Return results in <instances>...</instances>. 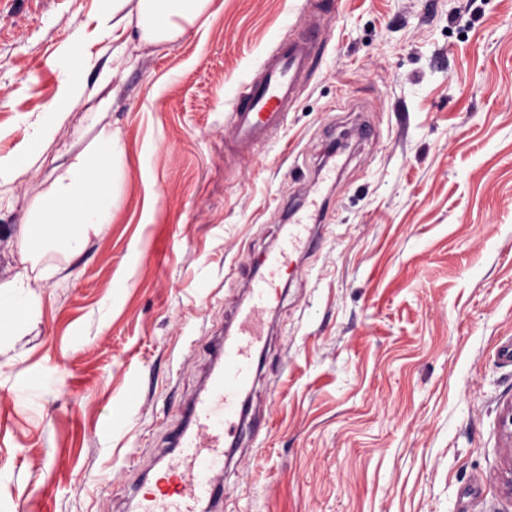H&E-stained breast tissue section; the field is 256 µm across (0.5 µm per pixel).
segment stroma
Here are the masks:
<instances>
[{"instance_id":"35a3bbf8","label":"stroma","mask_w":512,"mask_h":512,"mask_svg":"<svg viewBox=\"0 0 512 512\" xmlns=\"http://www.w3.org/2000/svg\"><path fill=\"white\" fill-rule=\"evenodd\" d=\"M107 0H0V155L44 111ZM133 52L108 120L126 145L108 234L0 338V388L62 366L39 408L0 397V512H124L211 366L290 209L323 237L267 319L264 431L228 512H512V0H213ZM321 28L272 142L228 139L278 39ZM366 126L367 138L357 129ZM136 399H129V392Z\"/></svg>"}]
</instances>
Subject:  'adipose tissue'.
<instances>
[{"label":"adipose tissue","instance_id":"1","mask_svg":"<svg viewBox=\"0 0 512 512\" xmlns=\"http://www.w3.org/2000/svg\"><path fill=\"white\" fill-rule=\"evenodd\" d=\"M212 0H113L111 12L99 25L103 46L99 55H85L81 69L95 72L87 83L65 71L59 95L64 107L23 115L25 134L7 155H0V220L22 210L13 234L19 270L0 282V338L28 335L41 306L45 282L65 281L64 267L80 259L90 242L109 231L121 202L126 146L105 117L113 97L107 92L122 63L126 44H113L118 28H134L139 46L171 45L183 37L210 8ZM85 105L82 114L74 108ZM73 125L76 139L62 142L60 130ZM93 137L79 138L85 131ZM45 171L40 191L27 200L15 195L16 179Z\"/></svg>","mask_w":512,"mask_h":512}]
</instances>
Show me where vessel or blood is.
I'll return each instance as SVG.
<instances>
[{"mask_svg":"<svg viewBox=\"0 0 512 512\" xmlns=\"http://www.w3.org/2000/svg\"><path fill=\"white\" fill-rule=\"evenodd\" d=\"M319 43L315 26L284 37L265 56L253 78L239 88L229 118L235 144L251 151L269 143L308 79ZM319 239L317 225L297 218L280 245L269 251L248 285V303L234 314L233 335L218 340L205 384L189 400L171 438L175 458L160 461L157 474L143 472L129 503L133 512H220L229 445L258 434L247 400L264 343V316L281 300L282 274L307 255Z\"/></svg>","mask_w":512,"mask_h":512,"instance_id":"obj_1","label":"vessel or blood"}]
</instances>
